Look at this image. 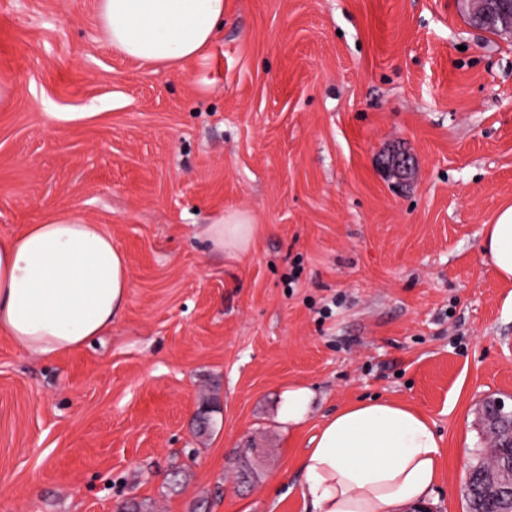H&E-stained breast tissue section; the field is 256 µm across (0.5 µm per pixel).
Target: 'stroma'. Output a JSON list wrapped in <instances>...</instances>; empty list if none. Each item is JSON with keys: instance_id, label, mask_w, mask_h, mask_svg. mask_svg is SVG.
<instances>
[{"instance_id": "obj_1", "label": "stroma", "mask_w": 512, "mask_h": 512, "mask_svg": "<svg viewBox=\"0 0 512 512\" xmlns=\"http://www.w3.org/2000/svg\"><path fill=\"white\" fill-rule=\"evenodd\" d=\"M1 80L0 235L78 210L131 288L83 348L0 334V512H307L299 457L371 396L434 422L429 512H465L483 404L512 407V283L480 249L512 204L511 36L457 0H225L174 70L112 49L97 0H0ZM236 212L247 253L208 252ZM255 234V224L245 214L222 216L213 224H202L198 235L215 252L228 250L244 253L248 250ZM314 396V392L308 387H288V390L282 395L279 420L292 427L304 424L311 412Z\"/></svg>"}]
</instances>
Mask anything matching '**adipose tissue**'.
Here are the masks:
<instances>
[{"label": "adipose tissue", "instance_id": "1", "mask_svg": "<svg viewBox=\"0 0 512 512\" xmlns=\"http://www.w3.org/2000/svg\"><path fill=\"white\" fill-rule=\"evenodd\" d=\"M104 38L146 65L176 67L206 53L224 20V0H98ZM255 226L231 214L200 226L216 252H246ZM481 249L512 281V205L485 225ZM127 259L104 225L63 208L42 223L0 235V333L49 355L103 335L126 306ZM433 424L410 406L359 399L327 416L298 461L311 512H400L433 494L441 464Z\"/></svg>", "mask_w": 512, "mask_h": 512}]
</instances>
